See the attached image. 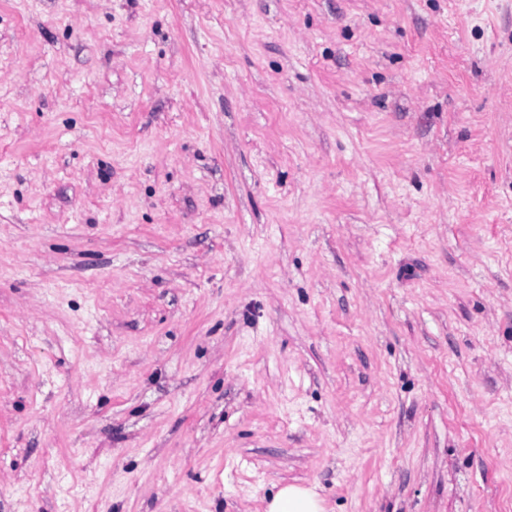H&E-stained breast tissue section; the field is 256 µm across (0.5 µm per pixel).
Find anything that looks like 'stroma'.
Instances as JSON below:
<instances>
[{
	"instance_id": "35a3bbf8",
	"label": "stroma",
	"mask_w": 512,
	"mask_h": 512,
	"mask_svg": "<svg viewBox=\"0 0 512 512\" xmlns=\"http://www.w3.org/2000/svg\"><path fill=\"white\" fill-rule=\"evenodd\" d=\"M512 512V0H0V512ZM265 512H327L313 486L285 484L267 500Z\"/></svg>"
}]
</instances>
